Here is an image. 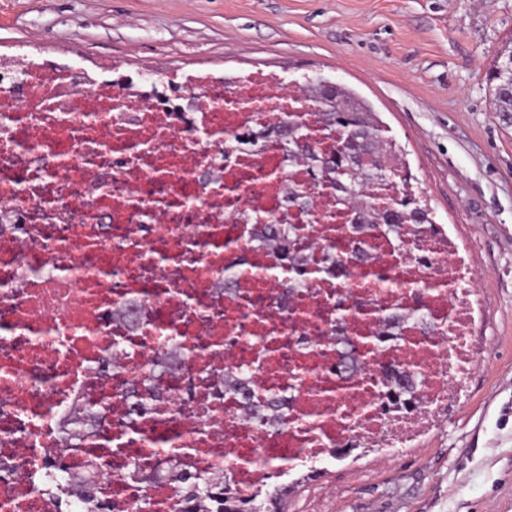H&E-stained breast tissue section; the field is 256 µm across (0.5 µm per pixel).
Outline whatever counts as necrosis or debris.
Segmentation results:
<instances>
[{
	"mask_svg": "<svg viewBox=\"0 0 512 512\" xmlns=\"http://www.w3.org/2000/svg\"><path fill=\"white\" fill-rule=\"evenodd\" d=\"M290 120L335 147L297 80L257 73L229 88L220 76L0 65V512H79L46 481L89 459L106 512H137L144 496L174 512L177 485L129 481L133 461L148 473L229 469L249 498L351 444L418 447L464 392L477 365L476 274L443 232L400 248L355 236L350 207L275 142L228 148L232 135ZM292 188L310 199L299 251L311 265L365 255L347 282L326 273L285 288L276 253L257 242L259 225L302 223ZM399 306L420 307L432 333L401 324L344 379L326 337L378 335L383 311ZM385 364L417 375L406 407L386 399ZM228 372L245 373L255 401L284 399L283 424H253L224 388ZM152 376L164 403L124 428L126 383ZM93 402L106 408L94 429L63 428Z\"/></svg>",
	"mask_w": 512,
	"mask_h": 512,
	"instance_id": "necrosis-or-debris-1",
	"label": "necrosis or debris"
}]
</instances>
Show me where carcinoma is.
Wrapping results in <instances>:
<instances>
[{
  "label": "carcinoma",
  "mask_w": 512,
  "mask_h": 512,
  "mask_svg": "<svg viewBox=\"0 0 512 512\" xmlns=\"http://www.w3.org/2000/svg\"><path fill=\"white\" fill-rule=\"evenodd\" d=\"M494 109L497 112H512V52L502 53L489 71ZM337 97L351 105L347 112H330L323 104L315 101L313 106L324 126L336 133L338 142L332 152H324L317 143L310 140L301 130L283 133L287 124L264 128L248 138L252 145H258L275 137H287L280 149L288 159H302L317 183L322 179L330 182L336 192V203L350 200L355 203L351 223L360 233L371 235H394L402 237L406 231L424 234L433 231L437 221L433 209L416 190L415 178L411 171L400 166V148L397 142L386 135L384 125L358 98L341 85ZM390 184L395 194L378 208L373 203L368 189L372 185ZM297 227L283 224H264L258 232V238L275 248L282 257L291 263V270L297 276L307 274V268L297 263L294 255V237ZM383 383L387 391L401 400L415 393V375L401 369H387L383 374ZM232 392L244 396L242 403L246 411L258 424L266 423L264 413L251 407L245 398L248 394L247 381L235 379L226 383ZM138 404L156 403L162 397L161 388L156 384L144 383L135 391ZM167 478L186 484V493L178 503L176 512H279L276 502L287 493L281 487L241 501L233 496L231 475L191 473L171 466L156 479ZM73 486L83 504V512H103V508L94 496V484L91 481H75Z\"/></svg>",
  "instance_id": "carcinoma-1"
}]
</instances>
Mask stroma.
Here are the masks:
<instances>
[{
	"label": "stroma",
	"mask_w": 512,
	"mask_h": 512,
	"mask_svg": "<svg viewBox=\"0 0 512 512\" xmlns=\"http://www.w3.org/2000/svg\"><path fill=\"white\" fill-rule=\"evenodd\" d=\"M512 0H0V56L162 78L322 77L376 112L479 274V365L420 447L323 464L283 512H512V113L487 73Z\"/></svg>",
	"instance_id": "obj_1"
}]
</instances>
